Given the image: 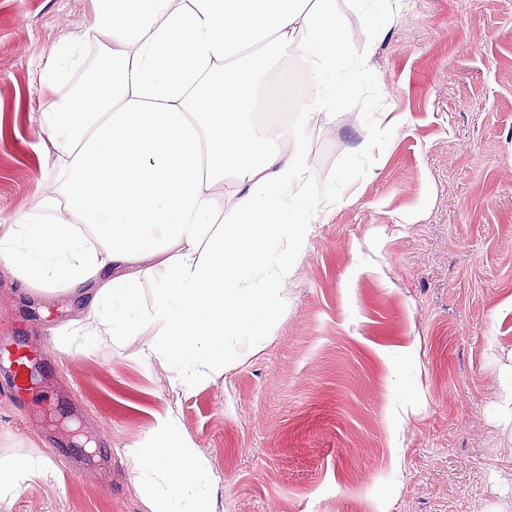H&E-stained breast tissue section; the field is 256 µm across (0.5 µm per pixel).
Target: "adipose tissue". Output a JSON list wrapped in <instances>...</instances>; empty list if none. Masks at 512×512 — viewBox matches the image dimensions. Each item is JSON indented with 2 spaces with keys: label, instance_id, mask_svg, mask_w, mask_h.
I'll list each match as a JSON object with an SVG mask.
<instances>
[{
  "label": "adipose tissue",
  "instance_id": "ef3b65f1",
  "mask_svg": "<svg viewBox=\"0 0 512 512\" xmlns=\"http://www.w3.org/2000/svg\"><path fill=\"white\" fill-rule=\"evenodd\" d=\"M93 4L40 75L50 88L69 79L83 44L101 39L92 74L41 114L63 177L41 211L0 220V270L84 296L69 346L143 339V357L188 392L268 335L292 254L334 201L314 190L304 132L351 102L353 52L338 0ZM290 52L308 64L309 91L274 136L254 115L278 101L256 81ZM129 465L149 512H216L218 480L175 412ZM53 472L43 456L1 461L0 500Z\"/></svg>",
  "mask_w": 512,
  "mask_h": 512
}]
</instances>
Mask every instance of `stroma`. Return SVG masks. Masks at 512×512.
<instances>
[{"instance_id": "obj_1", "label": "stroma", "mask_w": 512, "mask_h": 512, "mask_svg": "<svg viewBox=\"0 0 512 512\" xmlns=\"http://www.w3.org/2000/svg\"><path fill=\"white\" fill-rule=\"evenodd\" d=\"M339 7L377 77L306 131L336 202L255 353L177 393L141 342L67 348L80 300L0 271V336L45 339L33 399L0 361V460L58 469L0 512H146L128 453L171 409L216 512H512V0H400L380 39ZM92 17V0H0L2 216L58 177L35 115L69 88L38 76Z\"/></svg>"}]
</instances>
